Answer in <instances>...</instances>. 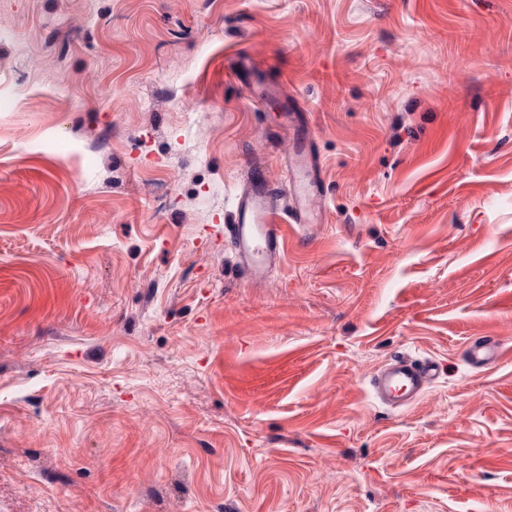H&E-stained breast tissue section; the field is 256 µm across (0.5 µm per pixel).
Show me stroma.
Segmentation results:
<instances>
[{
  "label": "stroma",
  "instance_id": "1",
  "mask_svg": "<svg viewBox=\"0 0 512 512\" xmlns=\"http://www.w3.org/2000/svg\"><path fill=\"white\" fill-rule=\"evenodd\" d=\"M304 141L253 280L224 226ZM0 512H512V0H0ZM227 73L233 79H238L242 69L249 71L250 79L246 84L249 98L252 101L259 102L266 100L269 93V85L265 74L255 65L245 66L237 57H229L227 60ZM294 167L290 191L295 200L289 209L278 202L277 193L268 184L264 171L255 167L250 172L247 187L238 198L232 224L224 226V234L232 243L240 264L249 269L254 279L263 278L268 266L280 257L288 227L309 223L300 198L317 186L314 178L310 177L317 161L311 153L301 152ZM305 173L307 183L303 179ZM464 357L474 370L491 368L503 357V343L495 336L473 338L465 346ZM439 377V365L431 358L395 356L369 378L375 399L394 409L405 408Z\"/></svg>",
  "mask_w": 512,
  "mask_h": 512
}]
</instances>
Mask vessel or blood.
I'll return each instance as SVG.
<instances>
[{"instance_id": "b4317fda", "label": "vessel or blood", "mask_w": 512, "mask_h": 512, "mask_svg": "<svg viewBox=\"0 0 512 512\" xmlns=\"http://www.w3.org/2000/svg\"><path fill=\"white\" fill-rule=\"evenodd\" d=\"M226 68L233 78L238 77L241 70H248L250 79L246 88L250 100L259 102L267 98L269 85L264 73L256 66H243L238 58L231 57ZM316 166L310 153H299L290 188L295 201L288 208L279 203L264 171L258 167L252 169L247 186L238 198L232 222L224 227V234L232 243L240 264L249 269L253 278H263L268 266L279 258L288 228L308 223V215L299 199L315 189L316 182L310 174ZM502 356L503 344L494 336L473 338L464 349L466 363L475 370L495 366ZM438 376L439 366L435 360L400 354L371 375L369 386L373 397L382 404L395 409L405 408L413 404Z\"/></svg>"}]
</instances>
